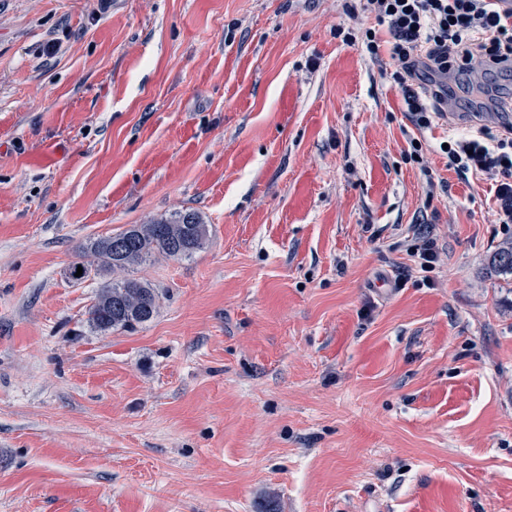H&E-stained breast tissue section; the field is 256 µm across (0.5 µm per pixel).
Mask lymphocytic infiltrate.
Returning a JSON list of instances; mask_svg holds the SVG:
<instances>
[{"label": "lymphocytic infiltrate", "instance_id": "obj_1", "mask_svg": "<svg viewBox=\"0 0 512 512\" xmlns=\"http://www.w3.org/2000/svg\"><path fill=\"white\" fill-rule=\"evenodd\" d=\"M360 8L374 18V27H340L336 36L361 47L371 61L389 56L380 75L400 89L405 115L416 129L429 128L444 101L443 89L425 91V74H512V17L497 14L492 0H360ZM447 144L449 167L493 181L496 221L512 224V121L498 140L481 128Z\"/></svg>", "mask_w": 512, "mask_h": 512}]
</instances>
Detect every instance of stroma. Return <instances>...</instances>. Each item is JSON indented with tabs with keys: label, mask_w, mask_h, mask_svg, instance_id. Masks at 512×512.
Masks as SVG:
<instances>
[{
	"label": "stroma",
	"mask_w": 512,
	"mask_h": 512,
	"mask_svg": "<svg viewBox=\"0 0 512 512\" xmlns=\"http://www.w3.org/2000/svg\"><path fill=\"white\" fill-rule=\"evenodd\" d=\"M345 0H0V512H512V287L485 176L512 77L415 130ZM428 150L407 160V139ZM208 228L90 328L79 246ZM435 239L420 273V230ZM488 266L498 276H512V241L502 243L489 255Z\"/></svg>",
	"instance_id": "stroma-1"
}]
</instances>
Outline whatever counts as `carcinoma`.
<instances>
[{
    "instance_id": "cac0c4a2",
    "label": "carcinoma",
    "mask_w": 512,
    "mask_h": 512,
    "mask_svg": "<svg viewBox=\"0 0 512 512\" xmlns=\"http://www.w3.org/2000/svg\"><path fill=\"white\" fill-rule=\"evenodd\" d=\"M207 233L199 213L182 210L83 246L68 268V279L81 284L112 275V279L101 283L89 308V326L100 332L132 330L153 319L160 307L159 292L135 277L134 271L159 256L173 260L190 258L202 248ZM488 266L498 276H512V241L489 255ZM79 267L82 276L77 277Z\"/></svg>"
}]
</instances>
